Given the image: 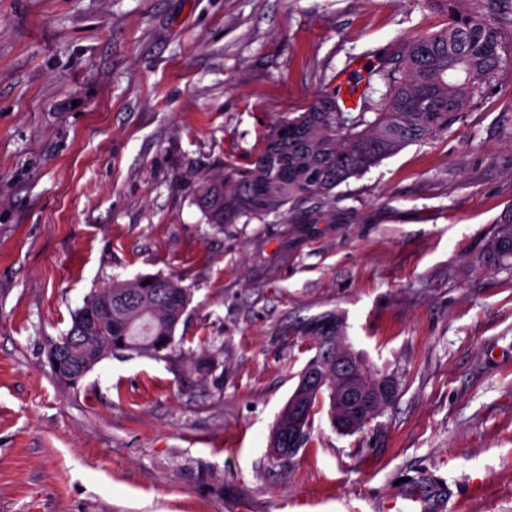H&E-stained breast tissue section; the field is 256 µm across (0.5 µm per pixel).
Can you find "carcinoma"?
I'll list each match as a JSON object with an SVG mask.
<instances>
[{
	"label": "carcinoma",
	"mask_w": 512,
	"mask_h": 512,
	"mask_svg": "<svg viewBox=\"0 0 512 512\" xmlns=\"http://www.w3.org/2000/svg\"><path fill=\"white\" fill-rule=\"evenodd\" d=\"M502 63L499 32L488 20L451 12L448 26L422 32L400 48L395 67L380 71L387 91L376 112H345L334 92L319 94L310 106L283 118L253 150L244 166L226 163L205 174L194 191V203L210 224H235L242 217H263L288 204L332 197L333 190L367 172L414 142L434 139L468 111L490 74ZM497 234L488 246V260L512 259V208L501 215ZM190 292L167 276H142L112 281L92 293L71 315L69 329L49 341L48 349H64L55 375L75 386L87 366L108 356L129 352L164 357L173 348L174 332L189 304ZM99 311L97 322L89 309ZM333 313L310 320L305 333L315 337L316 354L299 374L309 394V408L328 400L332 423L336 415V331ZM285 406L272 432L269 454L293 463L300 448H288Z\"/></svg>",
	"instance_id": "1"
}]
</instances>
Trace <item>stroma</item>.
Masks as SVG:
<instances>
[{"instance_id":"1","label":"stroma","mask_w":512,"mask_h":512,"mask_svg":"<svg viewBox=\"0 0 512 512\" xmlns=\"http://www.w3.org/2000/svg\"><path fill=\"white\" fill-rule=\"evenodd\" d=\"M452 7L503 62L447 134L207 222L198 177ZM510 207L512 0H0V512H512V268L487 261ZM147 274L191 292L168 356L57 379L48 339ZM325 313L396 397L354 433L319 405L285 466ZM421 475L447 498L410 496Z\"/></svg>"}]
</instances>
